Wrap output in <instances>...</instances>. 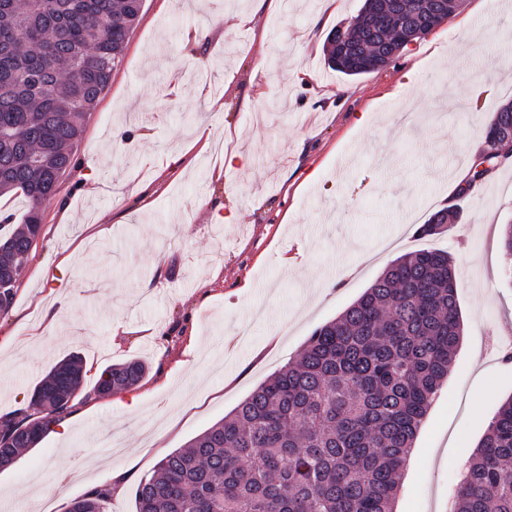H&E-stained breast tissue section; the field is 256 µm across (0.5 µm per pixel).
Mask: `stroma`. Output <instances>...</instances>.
I'll return each instance as SVG.
<instances>
[{
  "mask_svg": "<svg viewBox=\"0 0 512 512\" xmlns=\"http://www.w3.org/2000/svg\"><path fill=\"white\" fill-rule=\"evenodd\" d=\"M361 5L143 0L0 315V417L72 353L88 390L111 363L140 359L149 371L130 389L77 398L65 436L48 435L0 472V512H30V486L45 512H66L114 474L125 489L110 512H136L142 477L294 358L391 261L423 248L454 260L465 333L394 512H449L461 464L512 396V361L491 346L512 336L501 247L512 165L465 197L457 182L473 163L467 144L484 142L492 113L512 101V0H466L396 62L349 78L325 65L323 46ZM235 14L250 23L226 27ZM301 69L311 81L295 82ZM202 126L214 134L210 152L181 175H160ZM232 151L244 158L222 171ZM349 151L354 162L342 166ZM447 203L461 223L415 237ZM220 204L234 206V223L217 219ZM102 224L110 235L98 236ZM65 255L77 291L49 330L50 288L37 270Z\"/></svg>",
  "mask_w": 512,
  "mask_h": 512,
  "instance_id": "1",
  "label": "stroma"
}]
</instances>
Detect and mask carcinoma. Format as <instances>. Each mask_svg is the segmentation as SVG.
<instances>
[{
	"label": "carcinoma",
	"instance_id": "carcinoma-1",
	"mask_svg": "<svg viewBox=\"0 0 512 512\" xmlns=\"http://www.w3.org/2000/svg\"><path fill=\"white\" fill-rule=\"evenodd\" d=\"M143 0H0V197L22 193L21 224L0 234V277L28 263L40 208L71 165L87 112L123 59ZM388 21L365 9L326 37L328 67L346 76L380 70L408 44L400 28L434 0H385ZM512 102L493 113L464 195L512 163ZM458 206L417 228L439 236L461 221ZM464 326L448 252L420 249L393 260L350 306L313 330L299 355L224 418L163 458L135 488L137 512H394L403 466L453 364ZM147 364L106 366L93 394L137 385ZM83 390L71 354L34 388L27 414L0 418V470L13 466L68 416ZM95 488L66 512H107ZM451 512H512V398L467 462Z\"/></svg>",
	"mask_w": 512,
	"mask_h": 512
}]
</instances>
